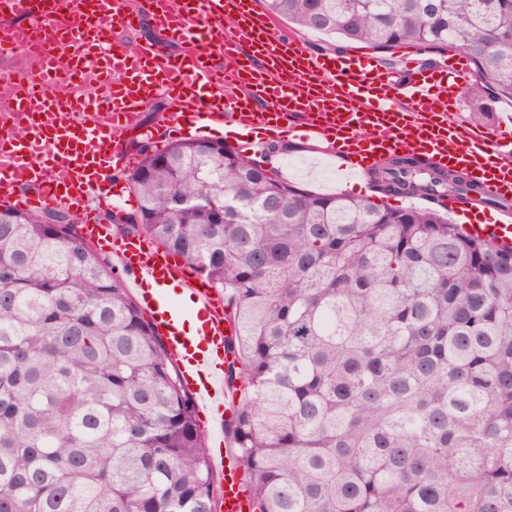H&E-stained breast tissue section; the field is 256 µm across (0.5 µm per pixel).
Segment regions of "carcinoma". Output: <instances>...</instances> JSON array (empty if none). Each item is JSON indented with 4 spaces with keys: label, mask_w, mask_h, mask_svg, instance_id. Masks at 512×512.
Listing matches in <instances>:
<instances>
[{
    "label": "carcinoma",
    "mask_w": 512,
    "mask_h": 512,
    "mask_svg": "<svg viewBox=\"0 0 512 512\" xmlns=\"http://www.w3.org/2000/svg\"><path fill=\"white\" fill-rule=\"evenodd\" d=\"M301 29L455 48L491 120L512 102V0H265ZM144 235L224 297V434L252 512H512V248L448 223L473 200L396 157L322 196L222 141L138 144ZM194 394L65 209L0 210V512H215Z\"/></svg>",
    "instance_id": "1"
}]
</instances>
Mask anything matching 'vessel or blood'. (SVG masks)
I'll use <instances>...</instances> for the list:
<instances>
[{
  "label": "vessel or blood",
  "mask_w": 512,
  "mask_h": 512,
  "mask_svg": "<svg viewBox=\"0 0 512 512\" xmlns=\"http://www.w3.org/2000/svg\"><path fill=\"white\" fill-rule=\"evenodd\" d=\"M231 0H0V54L29 53L40 44L36 73H16L10 111L0 114V203L24 211L76 208L81 231L113 255L150 314L158 334L184 374L199 405L211 407V427L223 434L224 299L196 283L184 266L146 238H116L99 224L102 209L126 202L111 171L133 157L121 135L158 92H166L178 119L172 137L217 134L225 115L239 125L273 135L299 134L348 157L362 174L396 156L422 159L431 168H462L498 204L478 217L454 207L461 229L512 246V123L492 131L449 120L448 91L465 82L461 59L448 56L426 67L417 47L400 50L403 79L362 57L327 58L284 37L263 11L249 10L246 24L224 26ZM152 19L170 40L186 45L173 55L164 46L130 47L112 39L117 27ZM223 55L216 66L215 55ZM101 76L92 89L83 75ZM178 283L200 323L192 340L160 289ZM219 512H251L242 489L235 448L219 461Z\"/></svg>",
  "instance_id": "b4317fda"
}]
</instances>
